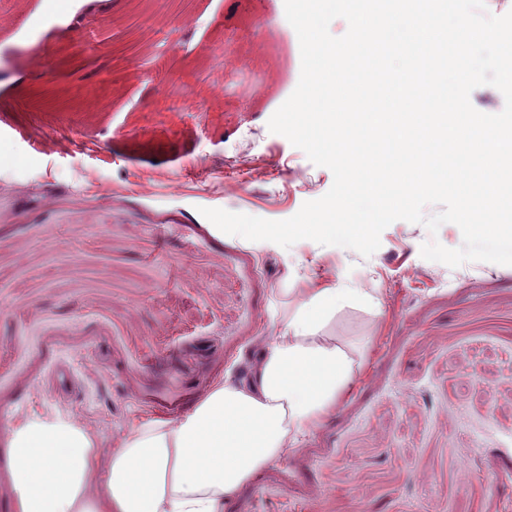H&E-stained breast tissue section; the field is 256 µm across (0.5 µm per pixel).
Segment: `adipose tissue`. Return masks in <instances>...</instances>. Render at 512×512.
I'll return each mask as SVG.
<instances>
[{
  "instance_id": "adipose-tissue-1",
  "label": "adipose tissue",
  "mask_w": 512,
  "mask_h": 512,
  "mask_svg": "<svg viewBox=\"0 0 512 512\" xmlns=\"http://www.w3.org/2000/svg\"><path fill=\"white\" fill-rule=\"evenodd\" d=\"M348 289H304L274 336L178 420L133 430L101 456L90 432L67 419L11 429L18 512H224L260 469L287 459L322 425L350 384L353 359L323 329Z\"/></svg>"
}]
</instances>
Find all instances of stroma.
I'll return each mask as SVG.
<instances>
[{"label": "stroma", "mask_w": 512, "mask_h": 512, "mask_svg": "<svg viewBox=\"0 0 512 512\" xmlns=\"http://www.w3.org/2000/svg\"><path fill=\"white\" fill-rule=\"evenodd\" d=\"M41 3L0 0V419L69 416L108 451L192 412L296 290L362 288L324 328L357 356L340 407L224 512H512V266L424 259L452 223L395 221L366 258L202 214L285 220L332 186L268 129L301 71L284 0H123L76 29Z\"/></svg>", "instance_id": "obj_1"}]
</instances>
